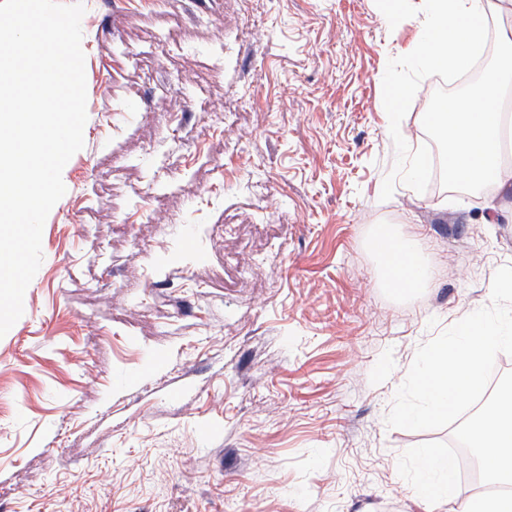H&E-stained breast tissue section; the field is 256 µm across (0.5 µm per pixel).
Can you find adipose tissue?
I'll return each mask as SVG.
<instances>
[{
  "instance_id": "1",
  "label": "adipose tissue",
  "mask_w": 512,
  "mask_h": 512,
  "mask_svg": "<svg viewBox=\"0 0 512 512\" xmlns=\"http://www.w3.org/2000/svg\"><path fill=\"white\" fill-rule=\"evenodd\" d=\"M432 25L415 54L431 69L464 68L479 53L486 39L485 19L492 0H431ZM500 52L481 85L465 97L444 101L430 121L448 136V172L474 187H512V164L504 160L512 120L500 107L504 85L512 81V27L498 30ZM375 249L382 260L385 281L400 293L427 287L418 240L381 228Z\"/></svg>"
}]
</instances>
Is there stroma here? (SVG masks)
<instances>
[{
    "instance_id": "1",
    "label": "stroma",
    "mask_w": 512,
    "mask_h": 512,
    "mask_svg": "<svg viewBox=\"0 0 512 512\" xmlns=\"http://www.w3.org/2000/svg\"><path fill=\"white\" fill-rule=\"evenodd\" d=\"M82 3L84 147L0 338V512H424L398 460L448 431L385 418L512 264L507 199L428 189L429 0ZM382 226L374 246L381 257L387 285L397 288L401 294L427 288L428 275L418 240L396 235L390 227H385L387 225Z\"/></svg>"
}]
</instances>
